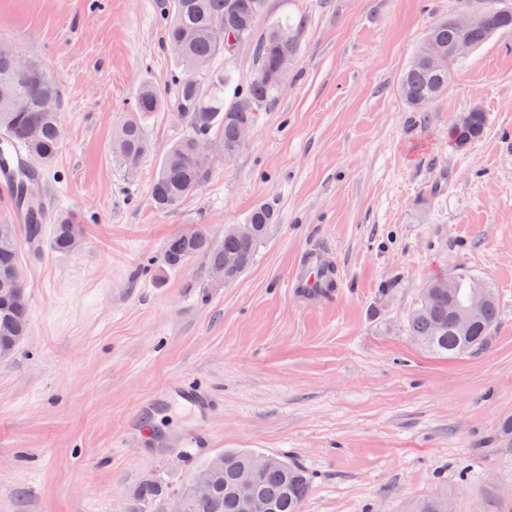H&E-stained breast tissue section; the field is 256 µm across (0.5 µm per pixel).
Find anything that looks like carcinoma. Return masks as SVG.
Listing matches in <instances>:
<instances>
[{"label": "carcinoma", "instance_id": "1", "mask_svg": "<svg viewBox=\"0 0 512 512\" xmlns=\"http://www.w3.org/2000/svg\"><path fill=\"white\" fill-rule=\"evenodd\" d=\"M266 0H170L169 7L160 16L175 74L177 90L174 116L183 122L187 133L174 142L162 157L157 175L150 188L153 205L163 211L180 205L194 195L206 180L210 161L199 155L196 144L201 139L213 142L224 151V161L234 160L244 142L241 131L256 125L259 113L276 99L280 81L288 78V71L298 51V40L285 45L279 40L280 31L287 29L299 35L302 24L285 17L258 32L257 24L263 15ZM512 27V12L488 10L480 25L462 30L454 18L439 19L427 37L415 50L399 81V91L416 112H424L447 89L454 68L460 58L452 56V49L465 40L477 49L496 31ZM241 36L251 41L255 69L265 78H250L245 85L233 84L230 71L216 69L213 60L222 54L230 56L227 41L230 36ZM15 49L0 43V81L12 80L16 95L26 106L17 110L0 102V132L13 138L37 165L51 163L61 147L62 115L59 110H47L45 100L59 99L60 79L46 64L31 58L32 71L19 76L13 70ZM207 76L210 93L201 98L196 92L197 76ZM233 87V100L224 102V90ZM246 99L252 107L239 108ZM168 107L165 96L150 85L139 93L132 113L117 127L113 137V152L125 168L132 172L150 151L142 117L148 112H160ZM486 129L482 111L470 113L464 126H452L448 136L457 147L479 140ZM277 215L267 204L256 205L246 218L252 226L248 237L238 232V225L224 227V239L212 238L208 225L194 224L173 235L166 243L164 264L176 270L190 261L203 257L208 267L224 264V257L240 260L239 268L230 281L237 280L254 262L258 246L266 239ZM25 239L42 236V225L30 223L0 224V280L8 279L20 268V231ZM83 231L74 214L59 216L50 241L58 253L76 250ZM452 288L439 287L445 280ZM481 293L487 303L478 319L466 326L458 322L472 294ZM499 320V309L493 290L477 279L448 278L446 275L430 279L407 318V331L418 344L440 357H460L484 349L492 339ZM29 330V304H18L0 298V351H15L20 338ZM265 460L256 483V493L268 505L270 512H303L310 493L311 481L307 473L285 456L265 455L254 450L236 449L210 459L195 476L210 482L211 493L205 497L193 495L185 486L179 492L183 512H242L238 489L243 476L252 470L253 461ZM158 482L145 483L136 493L131 512H146L147 505L159 496ZM409 512H449L448 495H436L415 501Z\"/></svg>", "mask_w": 512, "mask_h": 512}]
</instances>
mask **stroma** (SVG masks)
Returning a JSON list of instances; mask_svg holds the SVG:
<instances>
[{"instance_id": "1", "label": "stroma", "mask_w": 512, "mask_h": 512, "mask_svg": "<svg viewBox=\"0 0 512 512\" xmlns=\"http://www.w3.org/2000/svg\"><path fill=\"white\" fill-rule=\"evenodd\" d=\"M165 4L0 0V42L61 78L62 146L31 190L83 227L68 255L21 247L30 327L0 359V512H129L153 479L167 493L148 512H171L231 448L302 467L303 512H408L441 492L451 512H512V29L413 112L399 76L457 0H267L259 28L289 14L304 25L288 80L237 158L162 212L149 188L184 125L144 116L151 150L132 172L112 134L142 87L173 91ZM474 105L486 132L454 148L448 130ZM259 203L278 222L236 282L210 287L200 258L164 266L174 234L205 224L223 236ZM317 247L338 293L313 303L289 278ZM441 274L495 288L485 349L441 358L407 336ZM182 377L208 413L173 402L137 416Z\"/></svg>"}]
</instances>
